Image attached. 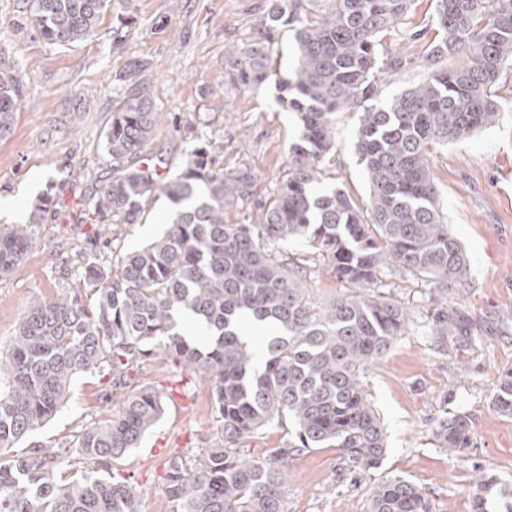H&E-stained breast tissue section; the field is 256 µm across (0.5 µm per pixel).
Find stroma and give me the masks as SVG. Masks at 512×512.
<instances>
[{"instance_id":"obj_1","label":"stroma","mask_w":512,"mask_h":512,"mask_svg":"<svg viewBox=\"0 0 512 512\" xmlns=\"http://www.w3.org/2000/svg\"><path fill=\"white\" fill-rule=\"evenodd\" d=\"M268 0H113L94 33L63 48L46 43L32 19V0H0V72L19 75L21 106L9 137L0 140V228L25 224L32 207L51 197L54 211L36 225L26 259L0 280V346L13 338L29 302L54 296L63 269L84 266L96 245L89 203L112 174L105 133L122 100L129 61L164 120L146 149L163 154L170 176L200 137H208L217 167L256 178V202L268 199L295 135L293 113L275 103L268 83L238 89L224 82L225 47L247 37ZM496 124L434 149L431 172L452 234L465 248L467 279L447 292L423 279L388 275L382 289L407 307L413 324L363 379L364 391L384 426L387 451L378 468L347 467L335 448H308L288 464L284 512H367L376 485L399 476L420 486L433 512H472L473 474L497 476L512 491V418L490 400L499 372L512 367V74L497 89ZM358 115L336 120L332 181L358 202L368 184L355 153ZM170 202L151 197L138 223L115 227L125 250L162 232ZM466 312L477 343H456L439 353L427 334L433 313L447 305ZM108 382L78 376L70 398L34 433L50 447L76 425L107 414ZM151 388L166 395L164 414L139 448L112 471L140 491V512H171L163 475L170 458L205 447L219 430L212 387L202 376H178L173 358L154 352L131 371L127 392ZM467 416L471 445L455 454L434 431L440 421Z\"/></svg>"}]
</instances>
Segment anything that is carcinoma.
Segmentation results:
<instances>
[{
  "mask_svg": "<svg viewBox=\"0 0 512 512\" xmlns=\"http://www.w3.org/2000/svg\"><path fill=\"white\" fill-rule=\"evenodd\" d=\"M438 34L421 57L424 76L383 106L377 48L398 31L409 0H269L251 33L224 51L225 80L249 88L272 81L277 103L296 114L281 178L246 224L224 210L251 204L254 177L215 167L202 143L168 179L141 164L160 113L148 86L136 83L112 113L106 134L112 177L94 194L96 224H136L154 193L173 205L168 227L123 252L115 264L87 263L83 288L32 300L0 352V512H139V490L115 478L112 465L138 447L160 419L164 398L144 388L80 425L52 452L15 448L68 400L81 374L108 376L122 389L127 370L155 350L208 378L220 432L192 455L172 457L163 477L173 512H283L288 461L307 448H337L358 470L378 467L384 428L362 378L406 334L410 316L371 288L383 275L408 272L445 292L466 279L469 259L448 230L430 170L434 148L492 126L493 89L512 65V0H434ZM110 0H33L34 20L50 44L90 37ZM293 32L296 68L272 70L283 28ZM22 99L15 75H0V139L12 132ZM361 108L355 149L369 187L366 204L340 186L319 188L335 162L336 114ZM295 240L352 293L317 300L308 264L275 251ZM32 226L0 232V274L25 259ZM190 314L213 332L204 346L180 325ZM270 329L256 361L250 326ZM428 334L476 340L455 306L433 315ZM493 409L512 416V367L494 384ZM294 441L263 459L242 442L283 423ZM435 436L451 452L470 446L465 415L442 420ZM493 478L474 484L473 512H486ZM368 512H432L415 483L380 484Z\"/></svg>",
  "mask_w": 512,
  "mask_h": 512,
  "instance_id": "obj_1",
  "label": "carcinoma"
}]
</instances>
